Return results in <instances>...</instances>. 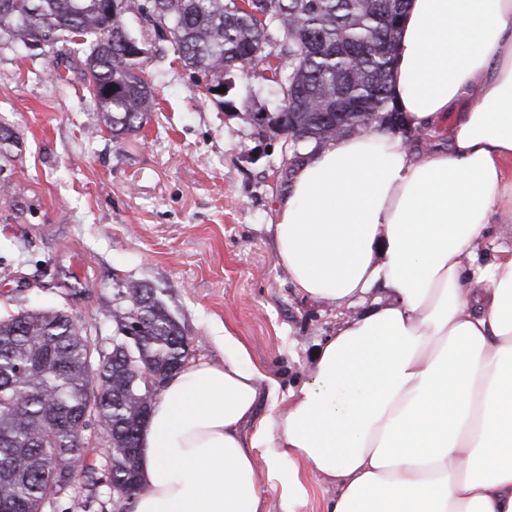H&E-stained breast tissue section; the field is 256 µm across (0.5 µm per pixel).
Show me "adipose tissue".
<instances>
[{
  "label": "adipose tissue",
  "mask_w": 512,
  "mask_h": 512,
  "mask_svg": "<svg viewBox=\"0 0 512 512\" xmlns=\"http://www.w3.org/2000/svg\"><path fill=\"white\" fill-rule=\"evenodd\" d=\"M391 96L408 128L341 136L296 170L266 230L336 328L282 387L224 334L171 376L140 434L129 512H512V0H409ZM268 412L258 416L259 400ZM335 493L334 486L323 482H310L307 501L298 508V512H323L325 501Z\"/></svg>",
  "instance_id": "obj_1"
}]
</instances>
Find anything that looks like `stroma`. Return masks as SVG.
Wrapping results in <instances>:
<instances>
[{"label":"stroma","instance_id":"stroma-1","mask_svg":"<svg viewBox=\"0 0 512 512\" xmlns=\"http://www.w3.org/2000/svg\"><path fill=\"white\" fill-rule=\"evenodd\" d=\"M127 24L148 49L157 109L113 140L85 99L78 57L0 45V124L20 141L0 171V315L40 305L71 311L102 348L128 282L156 288L193 357L223 362L231 332L280 384L307 380L333 311L295 294L265 231L285 192L282 137H262L206 94L136 0Z\"/></svg>","mask_w":512,"mask_h":512}]
</instances>
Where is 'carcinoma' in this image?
I'll use <instances>...</instances> for the list:
<instances>
[{"instance_id":"1","label":"carcinoma","mask_w":512,"mask_h":512,"mask_svg":"<svg viewBox=\"0 0 512 512\" xmlns=\"http://www.w3.org/2000/svg\"><path fill=\"white\" fill-rule=\"evenodd\" d=\"M406 0H150L148 17L167 27L184 66L217 86L268 66L279 88L270 115L247 101H223L242 123L292 137L282 144L283 184L304 150L344 135L393 130L400 118L389 82ZM131 0H0V42L19 53L44 43L89 44L81 61L85 97L112 139L140 131L156 106V88L139 49L123 43ZM343 99L359 106L336 111ZM125 304L112 307L118 337L97 373L98 345L64 308L30 307L0 317V512H43L60 483L87 485L107 500L141 491L139 434L151 408L133 381L137 363L166 378L186 363L190 345L157 290L129 282ZM93 422L108 444L102 469L75 462L85 449L73 431Z\"/></svg>"}]
</instances>
